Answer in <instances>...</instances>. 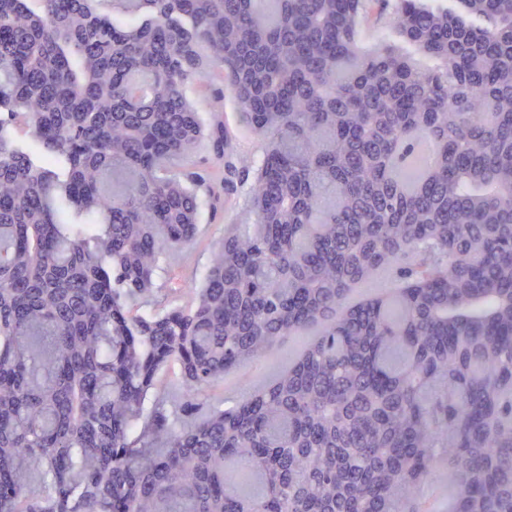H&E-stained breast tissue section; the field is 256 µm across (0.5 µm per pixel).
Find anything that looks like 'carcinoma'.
Listing matches in <instances>:
<instances>
[{"instance_id": "obj_1", "label": "carcinoma", "mask_w": 512, "mask_h": 512, "mask_svg": "<svg viewBox=\"0 0 512 512\" xmlns=\"http://www.w3.org/2000/svg\"><path fill=\"white\" fill-rule=\"evenodd\" d=\"M461 3L0 0V512H423L440 463L453 512H512V0ZM374 8L402 45L359 44ZM213 66L265 141L255 221L163 311V246L249 176L189 96ZM391 277L387 273H381L377 281L368 285L353 288L349 293L344 306H352L358 302L364 301L370 297H373L376 293L385 290L387 288H381L386 285H391ZM317 330H308L298 336H287L255 362L224 374V380L208 391L206 401L197 408L194 417L200 418L211 409L231 405L271 384L279 372L288 368ZM161 393H170L174 396H182L183 383L181 375L176 366H166L159 375V382L157 386Z\"/></svg>"}]
</instances>
